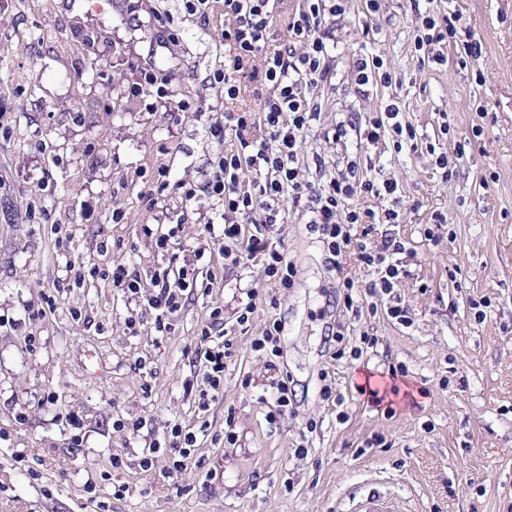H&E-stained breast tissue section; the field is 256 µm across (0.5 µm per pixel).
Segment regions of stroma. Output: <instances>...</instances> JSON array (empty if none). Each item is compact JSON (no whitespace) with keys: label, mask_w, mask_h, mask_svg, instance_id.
<instances>
[{"label":"stroma","mask_w":512,"mask_h":512,"mask_svg":"<svg viewBox=\"0 0 512 512\" xmlns=\"http://www.w3.org/2000/svg\"><path fill=\"white\" fill-rule=\"evenodd\" d=\"M432 6L470 20L478 62L459 64L451 50L444 64L418 63L409 0H385L377 17L346 0L326 38L331 72L302 163L333 175L354 161L396 181V197L368 204L399 212L391 231L407 247L393 296L355 313L337 302V286L366 270L349 252L343 273H328L291 197L280 202L288 289L259 262L225 260L221 229L204 230L221 218L218 201L202 200L175 257L142 234L181 211L175 184L201 183L216 150L210 127L224 117V88L211 77L228 52L219 8L200 18L182 0H0V512H355L373 492L396 512H512V0ZM359 49L382 55L396 83L357 89ZM179 100L188 108L173 112ZM390 103L416 129L418 151L396 150L388 133L375 143L328 138L336 123ZM461 140V167L445 178L425 146L450 153ZM160 178L167 189L146 196ZM174 258L195 259L197 284L161 334L144 297ZM117 264L138 275L139 295L113 288ZM250 289L244 334L234 311ZM394 301L411 326L388 315ZM216 307L231 355L223 394L202 409L195 350ZM272 319L283 333L270 361L251 340ZM335 324L347 347L366 334L378 342L360 359L335 358L324 343ZM392 365L408 376L390 417L356 388ZM280 371L295 405L272 423ZM326 381L337 400L322 398ZM70 413L83 424L77 447ZM137 417L142 427H129ZM174 423L196 434L192 462L172 478L160 452L143 470L146 449Z\"/></svg>","instance_id":"35a3bbf8"}]
</instances>
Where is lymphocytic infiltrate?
I'll return each mask as SVG.
<instances>
[{
	"mask_svg": "<svg viewBox=\"0 0 512 512\" xmlns=\"http://www.w3.org/2000/svg\"><path fill=\"white\" fill-rule=\"evenodd\" d=\"M224 40L234 48L224 60V66L213 74L215 83L224 87L227 99H236L240 93L238 76L251 60H261L264 67L266 93L259 107L242 112H225L223 120L214 122L210 136L217 151L210 160V172L203 185L178 183L185 206H192L201 198H214L224 205L225 258L234 264L260 260L268 281L281 288L290 287L294 269L283 248L274 244L272 237L280 224L279 203L283 197L294 202H305L309 215L307 227L324 247V263L328 270H338L343 248L356 245L360 261L371 274L363 292L391 293L400 275L398 254L405 245L389 233L381 234L377 244L353 242L352 225H363L365 233L376 231L377 225L394 224L396 212L378 214L358 206V198L394 194L398 185L392 181L376 182L348 163L345 171L327 177L318 193H311L309 174L301 163L303 136L313 121L319 120L322 107L315 95L329 74L325 35L320 28L326 16L344 15L340 0H301L299 9L288 25L289 39L279 49L266 48L267 31L273 23V0H223ZM460 14L456 11L437 12L414 10L411 22L414 28L416 54H430L432 62L444 63V48H455L460 61H476L481 47L470 39L460 38ZM398 105H387L385 110L371 113L364 126L356 122L339 123L333 137L343 140L350 130L359 128L366 140L378 141L385 131L395 135L396 149L417 150L418 138L411 124L399 119ZM261 129L260 137H253V129ZM235 137L234 148H225L227 137ZM254 173V180H246V173ZM197 278L196 267L184 261L178 269L164 266L154 270L151 280L154 291L147 303L156 312L155 329L167 333L172 329V318L184 306V293ZM224 313L213 309L209 321L200 331V344L195 354L203 366L202 403H209L224 390V370L230 356L228 343L215 344L214 333L223 332Z\"/></svg>",
	"mask_w": 512,
	"mask_h": 512,
	"instance_id": "obj_1",
	"label": "lymphocytic infiltrate"
}]
</instances>
